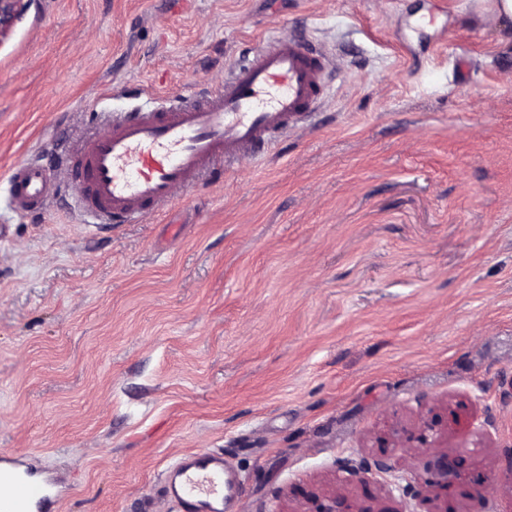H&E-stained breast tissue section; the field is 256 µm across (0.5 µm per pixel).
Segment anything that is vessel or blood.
I'll use <instances>...</instances> for the list:
<instances>
[{
  "label": "vessel or blood",
  "instance_id": "vessel-or-blood-1",
  "mask_svg": "<svg viewBox=\"0 0 512 512\" xmlns=\"http://www.w3.org/2000/svg\"><path fill=\"white\" fill-rule=\"evenodd\" d=\"M332 67L320 49L292 35L250 48L220 90L193 99L113 114L106 133L84 142L70 162L80 211L94 224H132L169 204L176 191L244 157H258L296 130L327 97ZM18 212L46 205L53 184L40 166L20 163L8 176ZM241 482L220 451L181 454L164 474L166 497L180 512H227ZM62 476L36 477L31 463L0 454V512H52Z\"/></svg>",
  "mask_w": 512,
  "mask_h": 512
}]
</instances>
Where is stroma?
Here are the masks:
<instances>
[{
    "label": "stroma",
    "mask_w": 512,
    "mask_h": 512,
    "mask_svg": "<svg viewBox=\"0 0 512 512\" xmlns=\"http://www.w3.org/2000/svg\"><path fill=\"white\" fill-rule=\"evenodd\" d=\"M336 56L268 154L135 224H87L61 155L107 114L220 88L275 33ZM0 450L65 471L56 512H170L162 474L220 450L239 512H471L395 491L419 434L512 512V20L472 0H32L0 42ZM436 417L433 430L423 419ZM391 472L362 486L376 455ZM7 183L9 203L21 213L42 208L53 192V183L47 172L38 165L26 162L11 169ZM392 469L388 459L384 456L374 457L370 461H363L358 468L351 469L361 483H365L370 476L377 473H388Z\"/></svg>",
    "instance_id": "obj_1"
}]
</instances>
